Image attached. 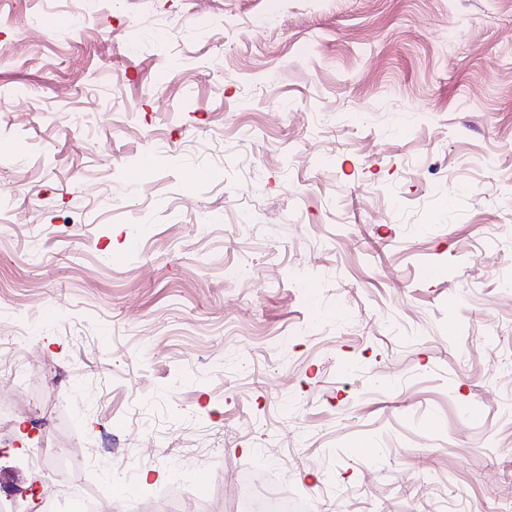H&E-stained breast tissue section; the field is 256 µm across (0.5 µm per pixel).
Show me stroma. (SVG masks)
<instances>
[{
	"instance_id": "1",
	"label": "stroma",
	"mask_w": 512,
	"mask_h": 512,
	"mask_svg": "<svg viewBox=\"0 0 512 512\" xmlns=\"http://www.w3.org/2000/svg\"><path fill=\"white\" fill-rule=\"evenodd\" d=\"M0 312V512H512V0H0Z\"/></svg>"
}]
</instances>
